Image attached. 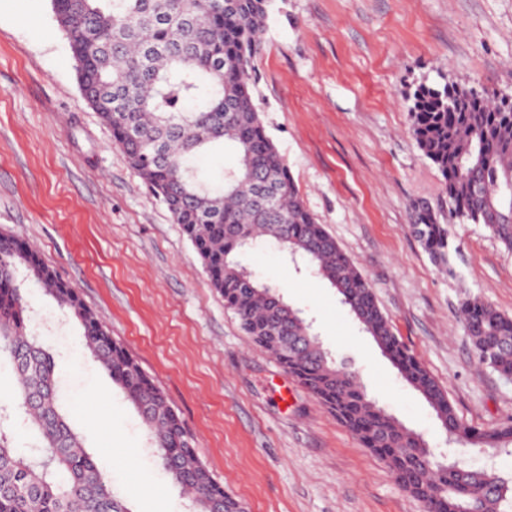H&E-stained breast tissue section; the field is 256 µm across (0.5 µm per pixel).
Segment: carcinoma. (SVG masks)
I'll list each match as a JSON object with an SVG mask.
<instances>
[{"label":"carcinoma","instance_id":"carcinoma-1","mask_svg":"<svg viewBox=\"0 0 512 512\" xmlns=\"http://www.w3.org/2000/svg\"><path fill=\"white\" fill-rule=\"evenodd\" d=\"M271 0H52L66 35L81 92L112 97L119 114L98 110L112 142L165 205L200 258L211 287L253 343L271 355L389 463L402 486L431 512H512V476L461 462H436L424 438L406 428L355 376L336 364L301 312L276 308L278 288L244 280L235 253L259 241L307 262L336 288L344 305L402 378L433 409L447 434L478 448L512 454V424L464 425L444 387L411 353L381 311L368 280L303 204L284 159L268 136L256 101L254 59ZM411 130L437 168L448 216L482 224L512 250V95L454 84H421L411 95ZM232 146L237 163L224 188L212 189L188 158ZM412 231L450 277V225L425 206ZM51 297L81 328L84 354L97 362L136 407L170 483L190 512H247L216 482L195 448H181L186 427L164 392L117 342L75 288L29 248L0 235V355L17 374L16 401L37 444L19 450L0 429V512H130L68 423L55 388L51 348L27 330L24 286ZM479 362L512 377V317L474 297L460 306ZM288 326V335L273 331Z\"/></svg>","mask_w":512,"mask_h":512}]
</instances>
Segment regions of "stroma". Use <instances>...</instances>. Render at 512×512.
<instances>
[{
	"label": "stroma",
	"instance_id": "35a3bbf8",
	"mask_svg": "<svg viewBox=\"0 0 512 512\" xmlns=\"http://www.w3.org/2000/svg\"><path fill=\"white\" fill-rule=\"evenodd\" d=\"M255 61L266 130L307 208L373 287L395 334L448 391L458 417H512V377L479 364L460 302L512 316V252L452 224L456 277L411 231L448 200L412 134L406 93L451 81L512 94V0H272ZM35 248L77 289L180 411L196 451L248 512H424L388 464L243 332L180 225L129 166L81 95L51 0H0V233ZM243 265L279 287L337 363L436 452L512 475V456L449 443L426 400L362 331L334 288L272 246ZM30 331L59 354L70 421L129 512H189L134 406L83 353L74 321L28 296ZM16 376L0 362V426L19 445Z\"/></svg>",
	"mask_w": 512,
	"mask_h": 512
}]
</instances>
